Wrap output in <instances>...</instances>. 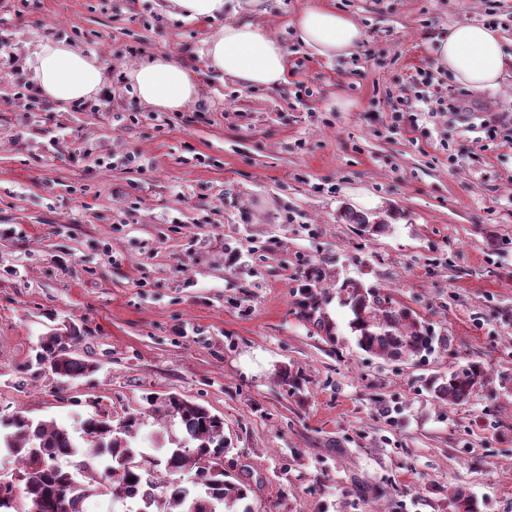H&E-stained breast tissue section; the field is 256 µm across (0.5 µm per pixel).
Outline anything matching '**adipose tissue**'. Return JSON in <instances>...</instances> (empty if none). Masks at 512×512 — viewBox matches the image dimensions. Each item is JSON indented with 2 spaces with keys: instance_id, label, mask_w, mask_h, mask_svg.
<instances>
[{
  "instance_id": "obj_1",
  "label": "adipose tissue",
  "mask_w": 512,
  "mask_h": 512,
  "mask_svg": "<svg viewBox=\"0 0 512 512\" xmlns=\"http://www.w3.org/2000/svg\"><path fill=\"white\" fill-rule=\"evenodd\" d=\"M299 41L318 56L352 55L364 34L357 21L329 4L310 0L293 18ZM209 67L232 77L243 89L274 88L284 80L288 53L277 36L249 21H228L206 41ZM36 81L49 98L75 104L99 90L104 70L97 58L74 45L51 40L40 43L27 57ZM438 69L447 71L458 84L475 92L498 88L512 71L497 32L475 23H459L448 31L437 49ZM139 99L148 107L179 111L198 95L191 72L166 56L150 57L127 74Z\"/></svg>"
}]
</instances>
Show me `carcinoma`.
Wrapping results in <instances>:
<instances>
[{
    "instance_id": "1",
    "label": "carcinoma",
    "mask_w": 512,
    "mask_h": 512,
    "mask_svg": "<svg viewBox=\"0 0 512 512\" xmlns=\"http://www.w3.org/2000/svg\"><path fill=\"white\" fill-rule=\"evenodd\" d=\"M345 217L360 231L374 234L384 224H371L360 214ZM344 304L353 319L358 346L392 360L421 358L448 347V337L435 336L413 310L396 305L392 295L380 288H367L355 280L342 283ZM73 336L49 334L39 338L34 358L24 369L47 372L74 380L94 372L93 364L74 356ZM487 372L469 362L445 376L430 380L434 398L450 407L473 399L486 385ZM163 414L178 419L192 448H164L150 457L133 445L140 417L130 413L123 419L124 432H112L109 416L95 413L83 420V435L53 421H38L14 414L0 421V451L19 463L16 494L0 500V512H82L83 503L96 493H110L130 502L128 512H224V506L246 498L248 487L224 479L217 450L224 447V419L206 407L176 395L164 400L146 397ZM195 471L193 485L177 481L158 484V472L174 474ZM135 481H129V478ZM163 488V495L155 493Z\"/></svg>"
}]
</instances>
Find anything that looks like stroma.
Segmentation results:
<instances>
[{
  "label": "stroma",
  "mask_w": 512,
  "mask_h": 512,
  "mask_svg": "<svg viewBox=\"0 0 512 512\" xmlns=\"http://www.w3.org/2000/svg\"><path fill=\"white\" fill-rule=\"evenodd\" d=\"M305 2L239 7L288 52L286 83L243 90L203 56L223 18L175 19L155 0H29L18 15L0 0L21 54L51 39L108 68L134 37L190 70L208 108L159 112L123 82L97 111L47 97L29 109L0 76V415L76 432L95 413H138L149 454L182 443L145 400L173 393L224 418V473L250 489L231 512H456L452 486L480 512H512V78L472 94L436 66L461 22L497 30L511 54L512 0H333L364 31L333 60L293 33ZM418 68L480 111L393 122ZM347 211L386 229L359 232ZM347 279L391 292L448 348L360 349ZM51 332L76 335L95 371L21 374ZM469 362L487 385L437 402L429 378Z\"/></svg>",
  "instance_id": "stroma-1"
}]
</instances>
